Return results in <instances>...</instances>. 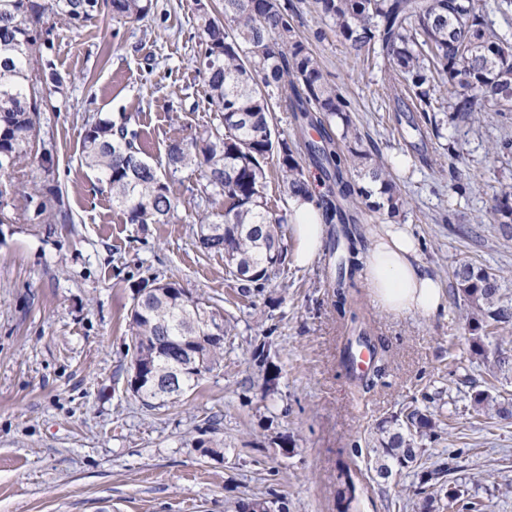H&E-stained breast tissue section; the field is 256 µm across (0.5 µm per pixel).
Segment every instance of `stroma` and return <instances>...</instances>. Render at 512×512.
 <instances>
[{"label":"stroma","mask_w":512,"mask_h":512,"mask_svg":"<svg viewBox=\"0 0 512 512\" xmlns=\"http://www.w3.org/2000/svg\"><path fill=\"white\" fill-rule=\"evenodd\" d=\"M139 21L107 12L77 26L51 18L45 56L64 78L47 97L39 138L54 155L46 188L63 194L69 219L0 224V512H238L254 498L275 512H337L338 459L352 442L370 459L379 425L422 396H439L442 438L430 464L463 450L450 484L481 499L485 512H512V417L476 415L471 395L500 391L512 405V373L491 377L494 358L512 356V325L483 338L464 306L433 318L380 309L365 282L354 306L386 363L383 384L354 385L341 364L350 335L336 313L335 262L285 260L260 295L240 296L221 255L198 237V174L173 181L170 223L130 224L81 163L85 123L129 116L141 145L167 171L172 140L217 125L201 108L206 87L193 63L199 6L223 0H153ZM294 24L327 80L351 100L363 146L391 165L408 205L425 269L452 287L469 262L501 276L512 302V238L491 213L495 190L512 184V112L455 125L438 113V133L409 136L413 115L395 109L380 67L356 59L315 0H296ZM406 156L407 169L394 168ZM461 183L462 194L451 191ZM176 282L215 304L231 331L221 366L180 400L149 408L127 389V313L145 281ZM270 342L267 361L255 348ZM275 377V395L264 396ZM414 471L369 483L361 512H421Z\"/></svg>","instance_id":"obj_1"}]
</instances>
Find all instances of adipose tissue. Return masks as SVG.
<instances>
[{"mask_svg": "<svg viewBox=\"0 0 512 512\" xmlns=\"http://www.w3.org/2000/svg\"><path fill=\"white\" fill-rule=\"evenodd\" d=\"M290 210L295 242L292 259L305 268L321 251L325 226L312 201L292 199ZM362 273L385 311L432 317L448 307L444 285L420 265L419 241L411 225L382 224L373 229Z\"/></svg>", "mask_w": 512, "mask_h": 512, "instance_id": "ef3b65f1", "label": "adipose tissue"}]
</instances>
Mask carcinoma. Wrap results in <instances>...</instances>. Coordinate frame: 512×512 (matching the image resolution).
I'll return each instance as SVG.
<instances>
[{
	"label": "carcinoma",
	"instance_id": "carcinoma-1",
	"mask_svg": "<svg viewBox=\"0 0 512 512\" xmlns=\"http://www.w3.org/2000/svg\"><path fill=\"white\" fill-rule=\"evenodd\" d=\"M336 37L368 61L381 60L402 92L394 93L406 112H421L426 124L448 99L450 120L465 123L483 112H512V38L490 25L489 11L506 13L512 0H316ZM152 0H112L117 23L139 21ZM99 0H0V224L22 210L31 224H42L62 209V195L50 197L27 187L25 166L39 160L53 165L52 152L37 139L41 108L62 77L44 59V19L53 13L71 24L91 18ZM292 0H224V18L199 9L202 50L197 69L206 86L210 110L222 125L205 129L190 141L168 146L171 174L193 168L202 182L204 204L197 232L201 247L224 256V268L240 283V295L264 292L270 275L285 259L284 218L268 206L265 160L276 159L288 197L315 202L323 223L336 224L330 253L336 255V308L347 311L348 294L360 269L361 244L351 210L363 204L394 218L408 204L401 187L380 157L362 149L351 131V102L327 82L320 62L294 25ZM290 115L292 133L278 129L274 112ZM142 131L127 117L121 124L98 119L85 128L82 162L98 175L101 191L130 224H166L178 198L164 175L143 156ZM315 169L324 191L315 192L306 172ZM367 178L359 184L353 175ZM493 219L512 237V187L494 194ZM454 296L477 310L486 334L512 323V306L503 298L493 272L469 263L454 271ZM218 309L187 295L173 282H152L137 292L127 315L130 363L144 373L128 380L132 395L148 407L168 402L155 381L178 372L183 392L199 384L224 360V340L204 327ZM373 449L376 476L424 466L430 444L441 438L434 413L417 406L379 427ZM451 474L443 462L427 472L432 486L443 489ZM425 508L444 512H484V504L457 489L420 486ZM336 502L341 512H359L361 499L352 465L338 467Z\"/></svg>",
	"mask_w": 512,
	"mask_h": 512
}]
</instances>
